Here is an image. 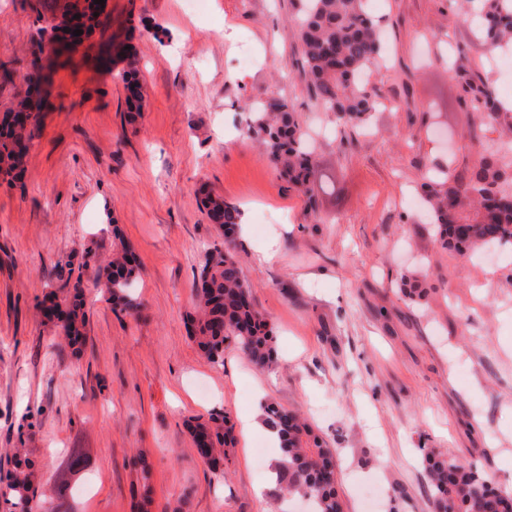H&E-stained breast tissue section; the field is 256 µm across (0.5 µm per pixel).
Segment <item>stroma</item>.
<instances>
[{
    "label": "stroma",
    "mask_w": 512,
    "mask_h": 512,
    "mask_svg": "<svg viewBox=\"0 0 512 512\" xmlns=\"http://www.w3.org/2000/svg\"><path fill=\"white\" fill-rule=\"evenodd\" d=\"M59 0H0V114L40 71L49 93L17 181L0 178V476L26 449L54 482L72 449V512H283L256 488L280 453L264 429L237 432L223 474L185 422L265 402L303 413L336 451L344 512H435L422 449L487 473L512 493V256L441 249L412 204L424 174L478 160L448 70L476 23L448 26V0H368L385 63L367 77L382 104L341 130L299 78L291 0H109L102 38L41 55L37 15ZM139 70L130 116L122 74ZM294 103L316 160L317 209L289 189L249 135L244 102ZM237 205L236 252L274 329L277 360L233 345L206 361L185 320L218 238L204 194ZM140 264L144 308L114 313L95 287L115 236ZM278 252L256 259L265 240ZM423 289L410 298L402 276ZM82 286L86 343L72 352L45 295Z\"/></svg>",
    "instance_id": "1"
}]
</instances>
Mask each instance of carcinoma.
Here are the masks:
<instances>
[{
	"label": "carcinoma",
	"mask_w": 512,
	"mask_h": 512,
	"mask_svg": "<svg viewBox=\"0 0 512 512\" xmlns=\"http://www.w3.org/2000/svg\"><path fill=\"white\" fill-rule=\"evenodd\" d=\"M296 22L301 51L300 76L314 91L322 108L339 124L359 126L379 105L380 96L366 80V71L380 62V26L366 9V0H297ZM459 11L478 21L477 42L458 48L456 71L464 79L467 125L471 148L478 161L465 173L443 171L421 184L429 222L434 224L440 246L464 253L486 245L512 246V111L503 108L489 80L471 75L466 62L472 51L493 54L512 44V0H460ZM248 133L260 142L269 164L288 179L298 193L308 197L315 173L312 153L304 144L294 105L278 99L269 104L246 103ZM26 115L19 123L13 113L0 117V175L20 177L27 142L38 129L42 99L27 94L17 104ZM491 130L509 137L495 151L486 148ZM204 207L221 240L206 251L194 288V312L187 318L191 339L207 361L224 362V346L234 344L252 363L271 366L273 331L251 299L235 256L241 210L221 197L209 196ZM139 278V264L122 243L99 276L101 291L109 295L113 309L134 316L141 304L132 291ZM83 291L70 295L52 292L42 310H51L67 344L75 351L86 339L87 320ZM266 428L278 435L283 464L275 498L310 497L313 512H343L335 488L333 449L314 433L301 416L274 403L262 406ZM198 455L208 466L224 472L229 448L234 446V424L223 413L188 425ZM17 460L0 486V498L9 512H29L35 501L46 512H69L66 474L79 470L82 449H73L55 487L40 491V475L23 448L14 449ZM428 487L438 512H504L512 494L495 487L492 480L470 464L423 450Z\"/></svg>",
	"instance_id": "cac0c4a2"
}]
</instances>
